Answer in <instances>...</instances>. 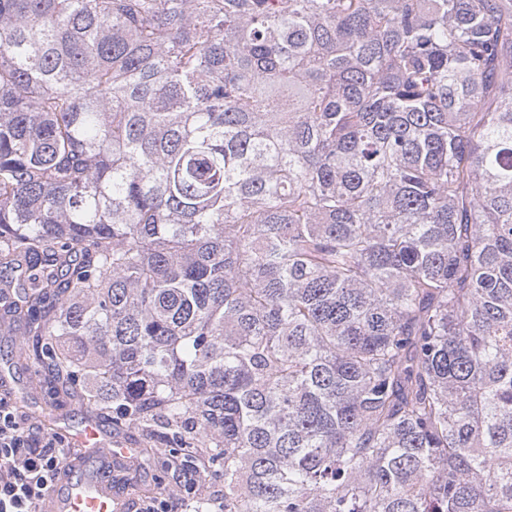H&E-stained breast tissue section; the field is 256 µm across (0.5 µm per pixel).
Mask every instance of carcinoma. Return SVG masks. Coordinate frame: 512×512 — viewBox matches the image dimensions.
Segmentation results:
<instances>
[{
  "instance_id": "cac0c4a2",
  "label": "carcinoma",
  "mask_w": 512,
  "mask_h": 512,
  "mask_svg": "<svg viewBox=\"0 0 512 512\" xmlns=\"http://www.w3.org/2000/svg\"><path fill=\"white\" fill-rule=\"evenodd\" d=\"M0 329L224 512H512V0H0Z\"/></svg>"
}]
</instances>
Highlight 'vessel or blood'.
I'll return each instance as SVG.
<instances>
[{
    "label": "vessel or blood",
    "mask_w": 512,
    "mask_h": 512,
    "mask_svg": "<svg viewBox=\"0 0 512 512\" xmlns=\"http://www.w3.org/2000/svg\"><path fill=\"white\" fill-rule=\"evenodd\" d=\"M81 447H98L112 466L128 464L136 451L122 443L103 445L96 428L88 427L73 437ZM131 500L117 493L105 472L67 475L62 490L48 502L45 512H130Z\"/></svg>",
    "instance_id": "1"
}]
</instances>
